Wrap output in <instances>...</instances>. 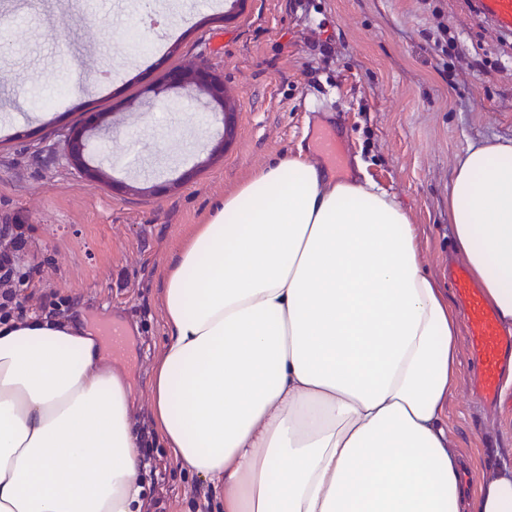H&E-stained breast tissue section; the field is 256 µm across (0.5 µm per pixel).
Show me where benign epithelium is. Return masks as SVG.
Returning a JSON list of instances; mask_svg holds the SVG:
<instances>
[{
	"label": "benign epithelium",
	"instance_id": "obj_1",
	"mask_svg": "<svg viewBox=\"0 0 512 512\" xmlns=\"http://www.w3.org/2000/svg\"><path fill=\"white\" fill-rule=\"evenodd\" d=\"M169 92L188 91L206 102L210 115L222 124V133L211 149L210 156L224 154V146L235 134L237 112L229 104L224 93V77L205 62H191L172 69L163 77ZM111 114L87 112L81 122L72 126L64 140V157L68 165L88 181L109 184L114 189L137 192L133 185L119 183L112 179L104 166L89 161V139L94 134L110 128Z\"/></svg>",
	"mask_w": 512,
	"mask_h": 512
}]
</instances>
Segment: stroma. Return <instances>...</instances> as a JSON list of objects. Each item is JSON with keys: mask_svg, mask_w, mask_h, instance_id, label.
I'll use <instances>...</instances> for the list:
<instances>
[{"mask_svg": "<svg viewBox=\"0 0 512 512\" xmlns=\"http://www.w3.org/2000/svg\"><path fill=\"white\" fill-rule=\"evenodd\" d=\"M0 0V223L34 227L43 274L28 298L57 293L93 333L125 334L112 361L128 375L140 434L153 430L150 380L166 336L160 278L169 254L213 203L253 171L298 154L325 163L316 141H339L341 163L385 189L414 224L424 267L451 291L457 264L448 186L469 145L512 140V31L472 0ZM163 32L143 29L145 16ZM332 40L334 50L317 45ZM191 60L224 76L235 136L208 156L218 126L203 105L144 98L142 89ZM113 129L90 157L117 180L193 178L160 195H130L83 179L64 138L84 113ZM459 385L448 428L476 487L512 448V401L473 408L467 328L457 336ZM144 490L166 512H223L221 496L182 467L161 438Z\"/></svg>", "mask_w": 512, "mask_h": 512, "instance_id": "obj_1", "label": "stroma"}]
</instances>
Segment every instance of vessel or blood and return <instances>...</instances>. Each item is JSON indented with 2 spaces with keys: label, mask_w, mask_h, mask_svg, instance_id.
<instances>
[{
  "label": "vessel or blood",
  "mask_w": 512,
  "mask_h": 512,
  "mask_svg": "<svg viewBox=\"0 0 512 512\" xmlns=\"http://www.w3.org/2000/svg\"><path fill=\"white\" fill-rule=\"evenodd\" d=\"M479 7L499 27L512 29V0H480ZM452 284L467 307L471 349L479 366L476 395L482 403H495L502 371L512 357V337L502 335L494 311L485 305L465 269L455 270Z\"/></svg>",
  "instance_id": "1"
}]
</instances>
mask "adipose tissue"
<instances>
[{
    "mask_svg": "<svg viewBox=\"0 0 512 512\" xmlns=\"http://www.w3.org/2000/svg\"><path fill=\"white\" fill-rule=\"evenodd\" d=\"M448 219L512 331V142L458 158ZM161 306L153 417L224 512H512V461L461 482L443 424L458 313L386 191L271 162L170 254ZM137 446L99 337L0 325V512H141Z\"/></svg>",
    "mask_w": 512,
    "mask_h": 512,
    "instance_id": "1",
    "label": "adipose tissue"
}]
</instances>
